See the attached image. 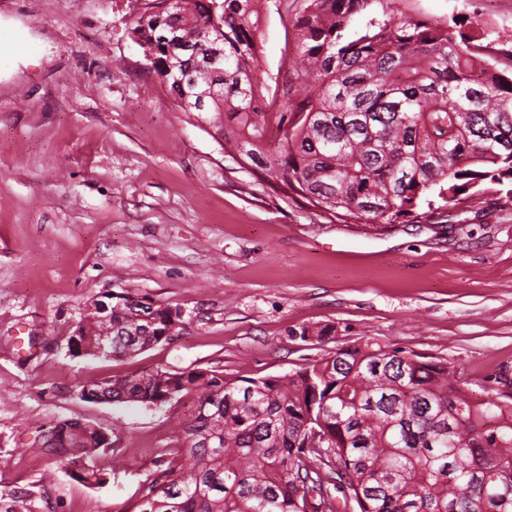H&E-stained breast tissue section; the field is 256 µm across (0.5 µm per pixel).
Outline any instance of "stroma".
<instances>
[{"mask_svg": "<svg viewBox=\"0 0 512 512\" xmlns=\"http://www.w3.org/2000/svg\"><path fill=\"white\" fill-rule=\"evenodd\" d=\"M157 0H0V481L51 469L40 432H111L103 488L58 473L55 512H127L179 445L174 406L93 404L89 378L191 367L279 376L369 342L440 360L474 394L512 374V197L423 210L412 224L342 222L274 192L180 111L131 39ZM474 29L512 70V0H415ZM293 19L264 0L273 74ZM129 293L181 306L173 341L124 359L73 357L83 310ZM309 337H302V330Z\"/></svg>", "mask_w": 512, "mask_h": 512, "instance_id": "stroma-1", "label": "stroma"}]
</instances>
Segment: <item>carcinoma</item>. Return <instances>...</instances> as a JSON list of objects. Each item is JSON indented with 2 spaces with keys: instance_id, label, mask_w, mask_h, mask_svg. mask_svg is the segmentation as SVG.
<instances>
[{
  "instance_id": "cac0c4a2",
  "label": "carcinoma",
  "mask_w": 512,
  "mask_h": 512,
  "mask_svg": "<svg viewBox=\"0 0 512 512\" xmlns=\"http://www.w3.org/2000/svg\"><path fill=\"white\" fill-rule=\"evenodd\" d=\"M261 2L173 0L131 38L181 110L219 122L273 190L344 222L395 224L423 201L475 203L485 180L512 185V75L462 22L435 25L411 0H283L294 58L266 75ZM112 298L110 321L77 323L71 356L133 357L188 323L177 306ZM99 392L185 417L129 512H512V395L477 397L441 361L366 343L283 376L158 368L77 396ZM42 441L71 479L110 483L97 465L106 431L62 419ZM52 486L0 482V512H41Z\"/></svg>"
}]
</instances>
